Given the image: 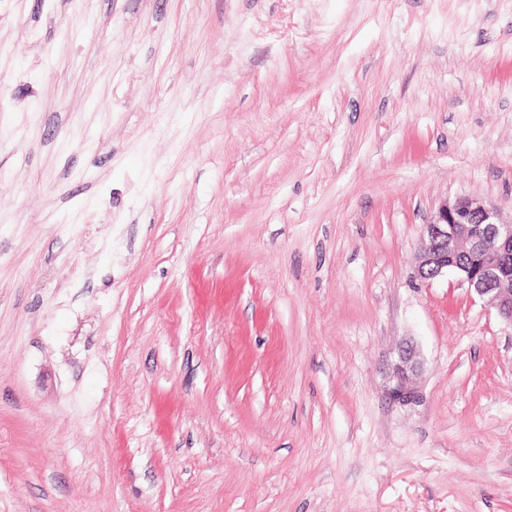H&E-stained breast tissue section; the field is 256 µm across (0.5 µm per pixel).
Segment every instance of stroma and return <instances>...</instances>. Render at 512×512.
I'll return each instance as SVG.
<instances>
[{
	"label": "stroma",
	"mask_w": 512,
	"mask_h": 512,
	"mask_svg": "<svg viewBox=\"0 0 512 512\" xmlns=\"http://www.w3.org/2000/svg\"><path fill=\"white\" fill-rule=\"evenodd\" d=\"M456 196L512 222V0H0V512H512ZM421 361L417 347L413 342L407 341L400 346L397 357L392 366L390 396L401 405L413 403L417 392L412 383L419 375Z\"/></svg>",
	"instance_id": "obj_1"
}]
</instances>
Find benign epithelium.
<instances>
[{
  "instance_id": "7a95c632",
  "label": "benign epithelium",
  "mask_w": 512,
  "mask_h": 512,
  "mask_svg": "<svg viewBox=\"0 0 512 512\" xmlns=\"http://www.w3.org/2000/svg\"><path fill=\"white\" fill-rule=\"evenodd\" d=\"M415 272L421 280L454 275L468 293L489 298L512 328V224L501 221L495 205L466 196L440 201L423 225ZM420 370L417 347L407 341L392 366L394 401L416 400L412 383Z\"/></svg>"
}]
</instances>
